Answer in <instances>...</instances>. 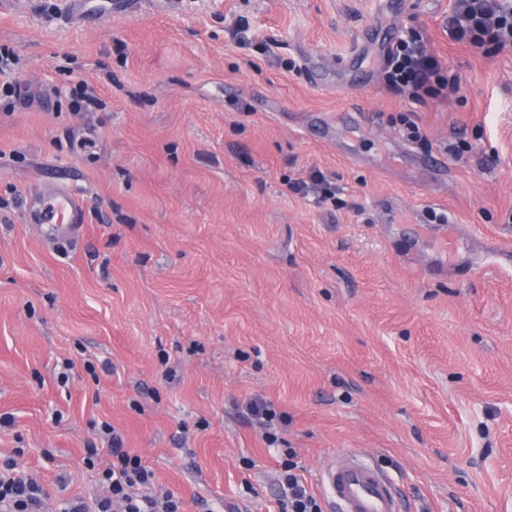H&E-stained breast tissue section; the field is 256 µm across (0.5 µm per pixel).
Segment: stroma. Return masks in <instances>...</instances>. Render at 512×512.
I'll list each match as a JSON object with an SVG mask.
<instances>
[{"label":"stroma","mask_w":512,"mask_h":512,"mask_svg":"<svg viewBox=\"0 0 512 512\" xmlns=\"http://www.w3.org/2000/svg\"><path fill=\"white\" fill-rule=\"evenodd\" d=\"M63 3L0 0L20 59L0 196L89 203L53 245L0 214V463L98 497L112 457L83 458L106 422L182 512H278L261 397L311 484L358 449L407 512H512V50L450 43L454 0H138L82 27ZM410 30L448 98L387 86ZM82 80L104 109L72 112ZM316 172L334 199L288 191Z\"/></svg>","instance_id":"35a3bbf8"}]
</instances>
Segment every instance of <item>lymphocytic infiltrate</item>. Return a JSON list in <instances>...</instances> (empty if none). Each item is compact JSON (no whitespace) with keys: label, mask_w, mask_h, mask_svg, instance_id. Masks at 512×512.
Instances as JSON below:
<instances>
[{"label":"lymphocytic infiltrate","mask_w":512,"mask_h":512,"mask_svg":"<svg viewBox=\"0 0 512 512\" xmlns=\"http://www.w3.org/2000/svg\"><path fill=\"white\" fill-rule=\"evenodd\" d=\"M446 32L449 41L477 50L489 44L512 48V5L505 0H455ZM385 80L393 88L409 91L419 102L447 94L454 86L439 58L412 31L390 50ZM100 435L114 459L102 475L106 495L91 503L66 500L59 512H181L180 499L172 491L156 489L154 472L125 448L113 426L103 424ZM283 454L279 512H324L321 498L295 461L296 449H284ZM47 498L42 483L17 470L14 462L0 466V512H44Z\"/></svg>","instance_id":"lymphocytic-infiltrate-1"}]
</instances>
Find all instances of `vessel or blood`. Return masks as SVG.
<instances>
[{"mask_svg":"<svg viewBox=\"0 0 512 512\" xmlns=\"http://www.w3.org/2000/svg\"><path fill=\"white\" fill-rule=\"evenodd\" d=\"M86 205L76 194L58 189L25 198L22 219L45 225V235L67 239L69 230L84 221ZM324 493L338 512H402L404 503L392 479L357 452L332 459L320 474Z\"/></svg>","mask_w":512,"mask_h":512,"instance_id":"1","label":"vessel or blood"}]
</instances>
